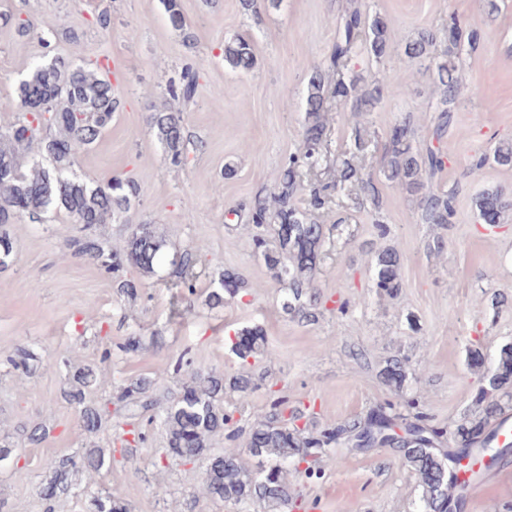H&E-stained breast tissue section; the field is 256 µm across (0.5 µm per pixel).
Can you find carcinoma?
Returning a JSON list of instances; mask_svg holds the SVG:
<instances>
[{"label": "carcinoma", "instance_id": "carcinoma-1", "mask_svg": "<svg viewBox=\"0 0 512 512\" xmlns=\"http://www.w3.org/2000/svg\"><path fill=\"white\" fill-rule=\"evenodd\" d=\"M168 23L181 30L186 25L179 0H162ZM391 33L379 17L369 19L358 0H350L338 19V36L327 67L313 66L307 86L305 126L298 154L288 160L283 169L281 188L274 194L275 208L258 198L252 208V223L273 224L276 246L267 248L263 239L256 247L273 276L288 283L282 309L292 318L313 321L320 297L311 281L322 260L324 225L313 221V212L324 209L331 194L345 193L349 183L359 180L357 170L345 159L336 168V179L309 190L308 209L302 211L292 203L299 189L300 169L314 170L321 165L326 141L324 113L328 111L327 88L334 87L336 100L355 114L370 112L383 98L391 84L386 75L373 84H365L360 76H346L345 62L363 44L376 59L390 49ZM85 58L77 64L56 57L37 66L31 78L20 86V105L26 116L0 131V243L12 242L4 226L26 216L41 222L51 213L65 212L75 222L88 228L94 224L116 221L127 214L138 196L137 185L115 176L102 183L91 184L73 172L75 159L89 151L99 140L112 112L117 108L112 83L107 74L88 67V58L96 55L92 46L83 48ZM405 52L412 58H427L432 64L431 77L439 89L435 138L447 132L452 106L459 88L458 68L448 58V51H438V37L425 30L408 42ZM224 61L233 69L250 70L254 54L250 43L238 38L224 44ZM51 102L49 111L37 110L34 102ZM151 128L164 145L174 164L182 161L184 135L179 114L166 109L155 110L150 118ZM37 144L40 159L27 164L23 154ZM512 166V142H503L492 157L476 160L473 176H478L485 162ZM446 166V155L432 145L425 148L413 145L409 124L393 127L389 137L388 160L382 169L384 178L419 197L422 217L428 224H447L453 214L454 192L434 187L433 180ZM479 218L493 227L512 211V191L498 188L483 193L478 200ZM163 240L154 225L138 224L117 248L87 234L70 240L68 248L79 257L96 261L107 270H116L126 260L145 276L155 273L161 258ZM373 287L388 296L402 288L400 253L395 248L378 252L372 260ZM244 286L242 276L229 269L219 272V287L209 294V304L222 307L234 299ZM232 353L242 362L257 359L266 353V339L260 329L246 328L231 341ZM77 350L61 359L72 371L71 388L65 392L69 403L78 406L80 421L89 433L102 428L103 412L86 402V393L103 389L95 371L73 363ZM7 362L25 373L36 371L43 364L42 356L28 346H16ZM468 365L481 373L477 397L486 404L484 416L463 418L450 432L454 447H436L439 434L425 425L426 416L417 411L408 418L388 414L382 408L365 418L348 420L334 429L314 434L299 426L304 411L274 410L252 428L245 444V453L258 459L256 473L248 471L241 462V453L213 452L209 448L213 436L224 431L234 419V411L220 406L225 388L246 392L252 385L247 375L226 378L224 372L201 368L185 362L190 370V384L166 407H160L150 393L151 381L129 379L121 388L120 399L133 411L152 412L151 418L166 427L168 448L166 456L185 464L197 461L205 464L202 485L210 499L260 512H292L297 508V487L321 475L318 461L322 458L348 460L358 452L372 448H390L397 452L402 463L418 479L421 489L418 512H460L464 495L453 499L448 480V461L459 453L475 460L488 458L480 470H489L509 448L494 446V438L486 434L492 421L502 415L503 397H512V342L506 343L491 359L474 349L468 353ZM384 382L400 392L407 382L406 360L390 359L380 372ZM106 462V449L88 448L77 459L64 456L55 462L50 477L37 490L52 512L53 505L73 489V476L79 472H98Z\"/></svg>", "mask_w": 512, "mask_h": 512}]
</instances>
